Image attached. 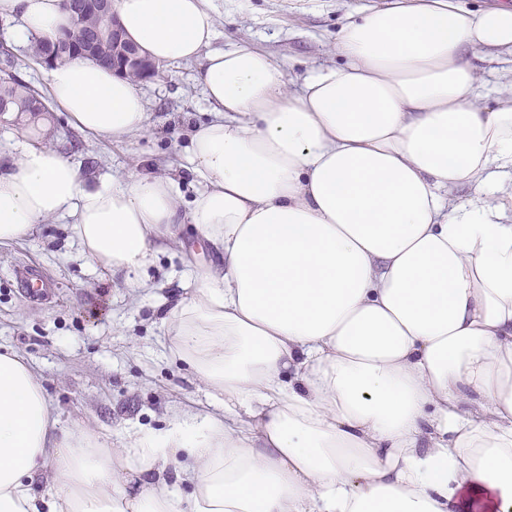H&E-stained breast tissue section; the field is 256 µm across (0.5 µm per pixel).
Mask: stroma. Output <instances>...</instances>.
Wrapping results in <instances>:
<instances>
[{
    "label": "stroma",
    "mask_w": 512,
    "mask_h": 512,
    "mask_svg": "<svg viewBox=\"0 0 512 512\" xmlns=\"http://www.w3.org/2000/svg\"><path fill=\"white\" fill-rule=\"evenodd\" d=\"M373 0H211L216 47L250 43L287 66L291 78L335 63L331 46L345 16ZM196 67L161 63L157 77L137 82L148 133L124 141L74 128L56 114L60 148L85 175L172 177L181 212L200 186L190 163L194 126L208 116ZM145 268L114 276L82 252L69 219L53 218L24 238L0 245V350L22 356L40 381L62 430L80 428L127 446L140 428H166L173 409H207L210 398L172 353L166 320L184 298L181 276L209 260L181 225ZM28 266L51 284L35 300L20 293L13 272Z\"/></svg>",
    "instance_id": "1"
}]
</instances>
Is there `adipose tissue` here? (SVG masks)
<instances>
[{
	"mask_svg": "<svg viewBox=\"0 0 512 512\" xmlns=\"http://www.w3.org/2000/svg\"><path fill=\"white\" fill-rule=\"evenodd\" d=\"M115 5L148 57L196 63L209 105L188 219L211 260L169 331L224 413L176 412L115 451L56 433L33 370L0 353V512H512V83L481 108L467 63L512 56V10L363 8L336 64L296 83L251 44L215 47L210 0ZM0 18L20 45L69 23L64 0H0ZM48 90L82 131L148 130L112 69L57 63ZM62 215L94 264L129 273L178 221V191L93 184L48 142L16 141L0 243ZM47 469L56 488L34 496Z\"/></svg>",
	"mask_w": 512,
	"mask_h": 512,
	"instance_id": "obj_1",
	"label": "adipose tissue"
}]
</instances>
